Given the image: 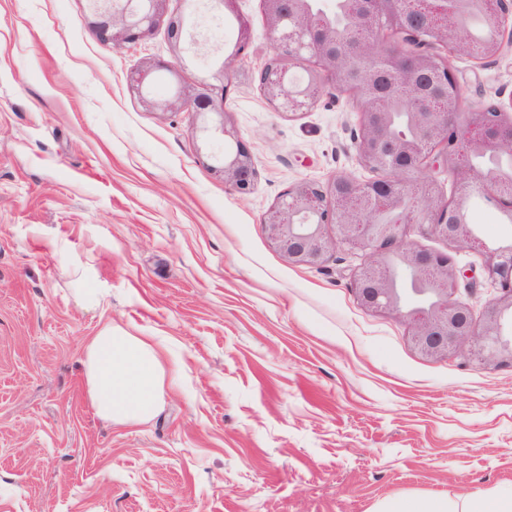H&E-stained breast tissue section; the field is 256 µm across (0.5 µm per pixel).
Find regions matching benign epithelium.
Masks as SVG:
<instances>
[{"instance_id":"obj_1","label":"benign epithelium","mask_w":512,"mask_h":512,"mask_svg":"<svg viewBox=\"0 0 512 512\" xmlns=\"http://www.w3.org/2000/svg\"><path fill=\"white\" fill-rule=\"evenodd\" d=\"M170 0H95L92 30L116 48L165 27L178 61L204 45L202 34L168 10ZM273 53L255 80L274 110L293 117L314 107L328 85L361 108L356 135L360 180L336 174L326 183L288 187L262 217L270 244L290 264L320 266L342 248L353 268L356 297L368 311L393 316L408 327L425 357L448 358L463 346L479 364L512 366V237L489 246L473 233L469 199L481 197L512 223V101L461 111L462 93L450 65L456 50L489 60L512 42V0H339L347 24L338 26L313 0H262ZM250 41V24L238 19L237 39L219 69L174 94L147 91L173 64L147 61L127 76V86L150 111L184 112L200 142L199 156L239 194L257 180L252 155L226 109L241 76L238 58ZM409 116L402 133L394 115ZM477 159L486 160L483 168ZM458 179L447 199L435 172ZM479 251L497 295L476 321L453 298L457 271L445 252L423 249L408 230ZM412 276L427 302L408 304L396 274Z\"/></svg>"}]
</instances>
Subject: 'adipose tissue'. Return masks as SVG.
<instances>
[{
  "instance_id": "1",
  "label": "adipose tissue",
  "mask_w": 512,
  "mask_h": 512,
  "mask_svg": "<svg viewBox=\"0 0 512 512\" xmlns=\"http://www.w3.org/2000/svg\"><path fill=\"white\" fill-rule=\"evenodd\" d=\"M83 351L86 393L104 421L135 425L156 415L170 374L163 341L110 324Z\"/></svg>"
}]
</instances>
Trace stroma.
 Returning a JSON list of instances; mask_svg holds the SVG:
<instances>
[{
  "instance_id": "35a3bbf8",
  "label": "stroma",
  "mask_w": 512,
  "mask_h": 512,
  "mask_svg": "<svg viewBox=\"0 0 512 512\" xmlns=\"http://www.w3.org/2000/svg\"><path fill=\"white\" fill-rule=\"evenodd\" d=\"M232 49L226 99L258 181L241 195L198 159L182 113L151 112L126 76L171 60L165 29L101 44L88 0H0V512H376L512 489V367L432 360L397 318L364 310L353 255L296 266L260 224L289 185L368 178L360 108L328 89L290 118L249 78L272 54L260 0L185 7ZM462 109L512 96V46L451 59ZM449 253L455 299L496 290L481 255ZM100 288L99 306L77 302ZM113 322L182 367L148 423L111 425L84 389L83 345ZM376 512H458L448 498L396 499L380 505Z\"/></svg>"
}]
</instances>
